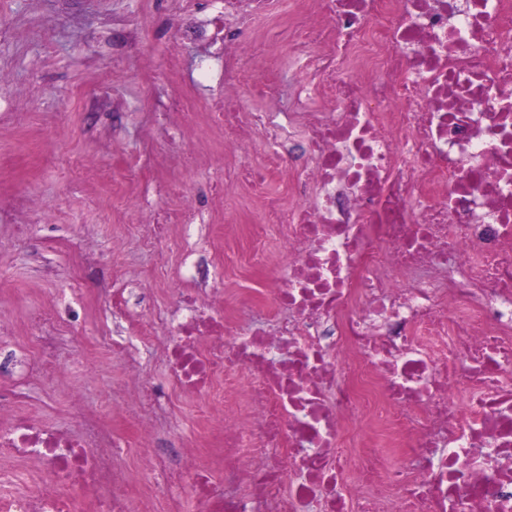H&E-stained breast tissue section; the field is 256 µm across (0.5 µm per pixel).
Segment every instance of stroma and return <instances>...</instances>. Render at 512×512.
I'll use <instances>...</instances> for the list:
<instances>
[{"label":"stroma","instance_id":"35a3bbf8","mask_svg":"<svg viewBox=\"0 0 512 512\" xmlns=\"http://www.w3.org/2000/svg\"><path fill=\"white\" fill-rule=\"evenodd\" d=\"M179 24L178 0H0V350L22 359L0 375L5 415L78 435L75 405L99 413L154 395L136 418L157 441L176 425L187 439L197 429V402L171 378L164 336L179 291L213 287L215 269L240 264L243 223L261 210L240 206L232 188L216 209L207 155L219 143L173 138L155 123L171 53L188 73L200 58L180 43ZM152 154L180 162L174 184L145 168ZM21 198L31 206L19 212ZM187 198L212 211V224L143 246V203L172 214ZM48 307L51 325L40 317ZM140 328L156 336L153 348L115 350ZM49 335L60 339V380L34 349ZM112 431L124 441L115 466L148 495L141 475L154 449L131 424Z\"/></svg>","mask_w":512,"mask_h":512}]
</instances>
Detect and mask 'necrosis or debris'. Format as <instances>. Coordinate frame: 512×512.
I'll return each instance as SVG.
<instances>
[{"label":"necrosis or debris","instance_id":"necrosis-or-debris-1","mask_svg":"<svg viewBox=\"0 0 512 512\" xmlns=\"http://www.w3.org/2000/svg\"><path fill=\"white\" fill-rule=\"evenodd\" d=\"M181 0V39L221 168L287 227L273 328L235 332L222 294L181 297L164 345L216 421L151 488L170 512H512V0ZM288 43L289 59L270 55ZM303 78L284 91V68ZM259 107L244 112L239 88ZM282 178V205L267 184ZM96 441L0 430V512H136ZM28 457L22 481L9 465Z\"/></svg>","mask_w":512,"mask_h":512}]
</instances>
